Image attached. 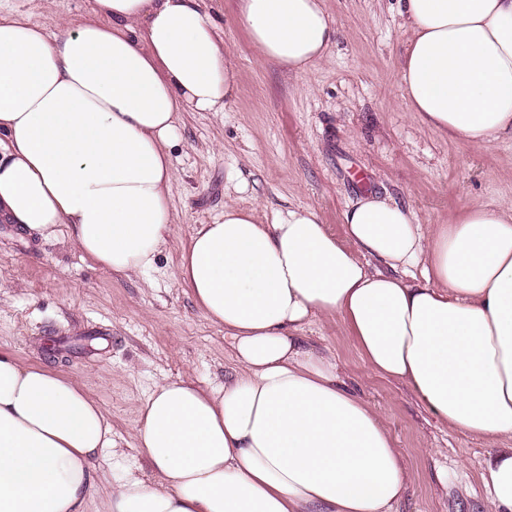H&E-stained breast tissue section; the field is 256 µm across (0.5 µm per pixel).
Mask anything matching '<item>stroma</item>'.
Masks as SVG:
<instances>
[{"instance_id":"obj_1","label":"stroma","mask_w":512,"mask_h":512,"mask_svg":"<svg viewBox=\"0 0 512 512\" xmlns=\"http://www.w3.org/2000/svg\"><path fill=\"white\" fill-rule=\"evenodd\" d=\"M93 0H0V10L69 28ZM235 60L239 89L219 113L187 112L171 148L175 217L151 269L117 277L71 242L24 238L0 223V352L44 365L89 390L112 421L118 455L95 463L113 474L155 476L135 446L137 406L161 380L209 387L235 366L213 325L179 280L177 262L196 225L226 203L259 223L309 205L336 237L343 214L372 191L448 224L474 203L512 204V137L473 148L420 123L402 98L397 68L411 38L396 0H326L339 38L328 57L294 75L262 62L237 23L238 0H203ZM313 343L342 359L348 383L379 409L411 481L399 512H487L481 473L487 442L444 430L409 390L373 376L339 319H318Z\"/></svg>"}]
</instances>
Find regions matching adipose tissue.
Segmentation results:
<instances>
[{"label":"adipose tissue","instance_id":"adipose-tissue-1","mask_svg":"<svg viewBox=\"0 0 512 512\" xmlns=\"http://www.w3.org/2000/svg\"><path fill=\"white\" fill-rule=\"evenodd\" d=\"M398 69L427 127L470 147L512 135V0H398ZM262 61L302 74L338 28L325 0H239ZM236 67L199 0H93L53 32L0 14V222L67 238L127 277L174 222L171 146L185 112H220ZM337 238L310 206L257 223L234 203L198 225L179 276L235 352L223 383L157 382L134 439L155 473L97 486L112 425L86 387L0 354V512H396L409 481L379 411L307 329L341 318L365 367L443 427L492 442L490 512H512V205L451 223L375 193Z\"/></svg>","mask_w":512,"mask_h":512}]
</instances>
